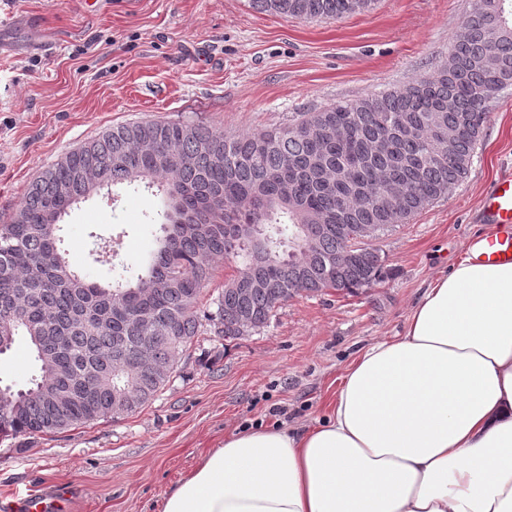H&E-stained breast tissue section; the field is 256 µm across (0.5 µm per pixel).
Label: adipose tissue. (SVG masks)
<instances>
[{
    "label": "adipose tissue",
    "instance_id": "ef3b65f1",
    "mask_svg": "<svg viewBox=\"0 0 512 512\" xmlns=\"http://www.w3.org/2000/svg\"><path fill=\"white\" fill-rule=\"evenodd\" d=\"M162 512H512V263L468 249L325 420L226 436Z\"/></svg>",
    "mask_w": 512,
    "mask_h": 512
}]
</instances>
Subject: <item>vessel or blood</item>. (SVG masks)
Returning <instances> with one entry per match:
<instances>
[{"mask_svg":"<svg viewBox=\"0 0 512 512\" xmlns=\"http://www.w3.org/2000/svg\"><path fill=\"white\" fill-rule=\"evenodd\" d=\"M483 216L495 228L482 255L491 263L512 262V174L500 176L481 203Z\"/></svg>","mask_w":512,"mask_h":512,"instance_id":"obj_1","label":"vessel or blood"}]
</instances>
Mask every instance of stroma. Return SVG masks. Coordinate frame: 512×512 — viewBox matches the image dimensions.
Here are the masks:
<instances>
[{"label": "stroma", "instance_id": "obj_1", "mask_svg": "<svg viewBox=\"0 0 512 512\" xmlns=\"http://www.w3.org/2000/svg\"><path fill=\"white\" fill-rule=\"evenodd\" d=\"M470 8L376 0L305 21L248 0H0V223L34 177L108 127L183 120L245 134L406 87L446 60ZM509 173L512 87L493 103L467 178L375 240L382 282L295 297L235 345L200 336L155 400L124 418L0 439V503L48 496L64 506L47 512H159L225 435L323 419L358 351L402 332L431 280L489 234L478 204ZM160 205L138 186L74 205L62 221L70 262L102 281L141 272Z\"/></svg>", "mask_w": 512, "mask_h": 512}]
</instances>
